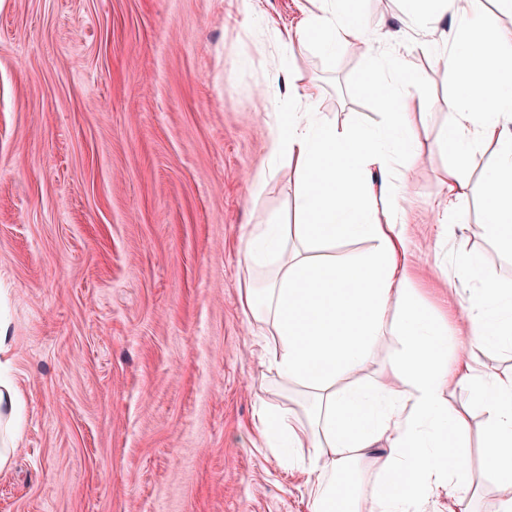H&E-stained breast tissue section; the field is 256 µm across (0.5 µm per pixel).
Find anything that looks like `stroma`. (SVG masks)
Masks as SVG:
<instances>
[{
    "mask_svg": "<svg viewBox=\"0 0 512 512\" xmlns=\"http://www.w3.org/2000/svg\"><path fill=\"white\" fill-rule=\"evenodd\" d=\"M319 0H0V318L16 336L21 441L0 512H312L308 476L261 445L259 400L301 398L269 375L244 308L241 242L297 219L294 166L263 193L277 37ZM361 40L297 51L319 111L373 126L362 76L389 51L462 41L455 8L415 22L359 0ZM433 106L407 171L414 286L453 322L479 279L512 282V250L478 198L447 222L440 138L453 93L435 56L406 57ZM472 257L479 278L461 263Z\"/></svg>",
    "mask_w": 512,
    "mask_h": 512,
    "instance_id": "stroma-1",
    "label": "stroma"
}]
</instances>
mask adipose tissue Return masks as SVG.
<instances>
[{
	"instance_id": "1",
	"label": "adipose tissue",
	"mask_w": 512,
	"mask_h": 512,
	"mask_svg": "<svg viewBox=\"0 0 512 512\" xmlns=\"http://www.w3.org/2000/svg\"><path fill=\"white\" fill-rule=\"evenodd\" d=\"M349 13L323 8L308 15L296 38L336 52L360 39ZM293 38V39H296ZM293 39L283 38V47ZM454 83L452 118L442 134L447 154L442 183L453 198L480 195L490 234L512 242V129L500 122L512 111V42L493 35L479 47L462 45L443 57ZM389 78L369 74L383 109L373 129L339 125L289 88L271 128L269 163L294 162L300 224L252 225L242 246L247 268L271 274L267 287L247 291L244 305L270 325L260 340L268 372L284 387L304 390V412L261 407L265 444L285 451L308 474L313 512H429L440 496L448 512H472L481 484L462 441L467 418L449 402L464 387L485 415L484 463L512 488V373L469 371V351L449 354L448 328L419 303L405 235L408 190L402 168L417 158L418 115L430 100L410 94L418 82L402 54L386 61ZM497 140L496 170L470 185L461 168L472 136ZM316 246L341 238L374 241L365 258L309 256L285 261L289 234ZM471 346L512 351V283L484 282L459 319ZM400 348L383 380L348 384L387 339ZM14 338L0 322V473L11 466L20 438L25 396L8 376ZM402 381L405 392L392 388ZM347 471L349 485L336 483Z\"/></svg>"
}]
</instances>
